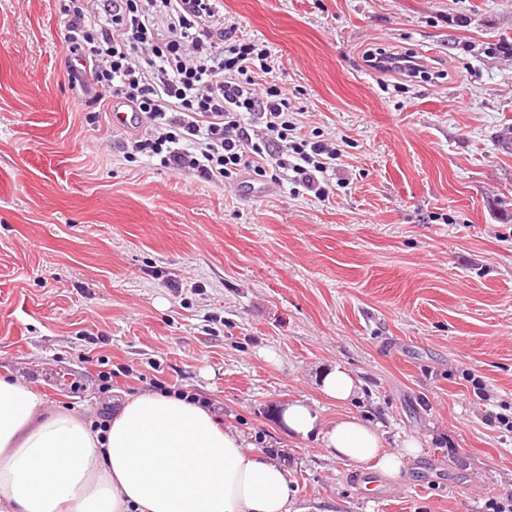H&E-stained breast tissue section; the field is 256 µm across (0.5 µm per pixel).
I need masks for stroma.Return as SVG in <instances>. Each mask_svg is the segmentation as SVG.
<instances>
[{
    "instance_id": "1",
    "label": "stroma",
    "mask_w": 512,
    "mask_h": 512,
    "mask_svg": "<svg viewBox=\"0 0 512 512\" xmlns=\"http://www.w3.org/2000/svg\"><path fill=\"white\" fill-rule=\"evenodd\" d=\"M221 4L270 47L302 133L335 143L327 198L133 154L147 126L69 82L59 0H0V375L94 419L103 371L196 392L283 462L294 512H491L512 492V55L488 49L512 0ZM375 47L429 76L373 69ZM336 366L345 402L321 390ZM299 398L420 452L371 497L365 467L288 434ZM356 388L353 376L339 366L327 372L322 379V390L337 401L350 399Z\"/></svg>"
}]
</instances>
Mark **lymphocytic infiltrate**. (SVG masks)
<instances>
[{
    "label": "lymphocytic infiltrate",
    "mask_w": 512,
    "mask_h": 512,
    "mask_svg": "<svg viewBox=\"0 0 512 512\" xmlns=\"http://www.w3.org/2000/svg\"><path fill=\"white\" fill-rule=\"evenodd\" d=\"M98 2L63 0L66 39L83 85L98 100H125L149 126L135 152L215 184L248 170L326 197L335 150L298 132L287 89L265 81L270 49L228 36L218 0H111L104 25ZM248 114L269 137L251 135Z\"/></svg>",
    "instance_id": "f902f5d3"
}]
</instances>
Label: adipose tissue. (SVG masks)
Wrapping results in <instances>:
<instances>
[{
  "label": "adipose tissue",
  "instance_id": "ef3b65f1",
  "mask_svg": "<svg viewBox=\"0 0 512 512\" xmlns=\"http://www.w3.org/2000/svg\"><path fill=\"white\" fill-rule=\"evenodd\" d=\"M46 394L0 375V504L8 512H291L284 466L214 408L173 394L123 395L106 434ZM291 433L319 434L353 464L398 475V454L356 417L326 424L307 402L282 410Z\"/></svg>",
  "mask_w": 512,
  "mask_h": 512
}]
</instances>
